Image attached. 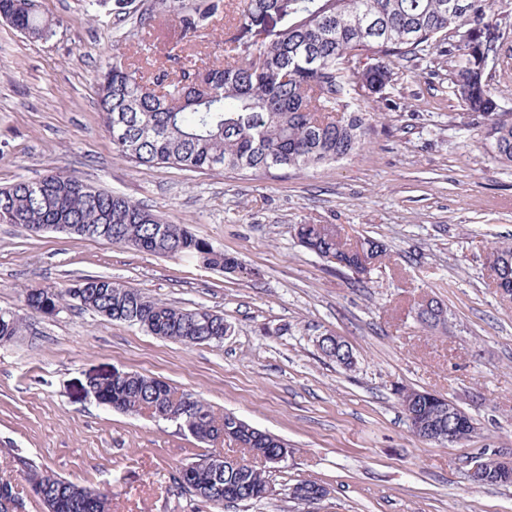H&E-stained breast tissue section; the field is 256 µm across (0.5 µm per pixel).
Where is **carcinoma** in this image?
Here are the masks:
<instances>
[{
    "mask_svg": "<svg viewBox=\"0 0 512 512\" xmlns=\"http://www.w3.org/2000/svg\"><path fill=\"white\" fill-rule=\"evenodd\" d=\"M177 19L182 37L208 29L237 12L228 28L224 55L197 59L171 48L161 62L147 57L117 59L97 75L99 109L116 151L143 166L171 165L192 172L217 169L246 173L310 169L363 150L373 131L368 113L348 101L352 85L380 94L392 81L397 58L437 53L447 58L456 96L487 121L495 157L512 164V122L502 118L487 72L499 39L494 0H158ZM0 20L32 39L53 35L38 0H0ZM373 65L361 67L362 59ZM43 189L20 180L0 188V223L35 232L70 224L75 237L100 225L112 242L139 252L180 256L234 274L239 259L186 228L168 224L140 203L108 192L66 171L41 179ZM301 246L336 256L337 269H365L381 261L386 247L373 237L361 248L343 240L334 224H296ZM489 267L504 297H512V245L493 248ZM32 314L52 315L76 303L113 321L137 325L185 345L221 340L229 330L224 315L207 307L183 309L102 276L71 286L31 285L22 291ZM27 321L0 310V343L26 332ZM113 409L164 418L176 408L177 391L154 377L130 373L105 387ZM429 422L448 433V417L430 402L421 405ZM199 440L228 435L239 448L267 457L281 447L231 412L218 414L201 400L180 419ZM27 483L51 479L40 499L45 512H110L106 495L74 484L18 458ZM182 489L213 504L253 503L250 482L268 483L250 471L186 474Z\"/></svg>",
    "mask_w": 512,
    "mask_h": 512,
    "instance_id": "1",
    "label": "carcinoma"
}]
</instances>
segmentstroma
<instances>
[{"mask_svg": "<svg viewBox=\"0 0 512 512\" xmlns=\"http://www.w3.org/2000/svg\"><path fill=\"white\" fill-rule=\"evenodd\" d=\"M39 0L46 40L0 22V188L63 170L156 211L239 258L226 277L196 261L104 240L29 234L0 224V309L29 329L0 345V481L25 512H44L17 460L27 457L109 495L112 512H220L181 492V467L237 449L204 444L173 422L101 404L92 382L114 371L167 381L287 443L265 464L273 493L221 512H512V485L470 484L475 460L512 457V300L486 257L512 244V166L494 160L483 121L454 93L436 54L393 63L383 93L357 89L377 113L357 155L309 170L205 173L120 157L97 107V71L116 56L162 58L181 37L155 0ZM490 84L512 113V0H497ZM297 224H334L346 241L381 239L369 274L339 272L301 247ZM106 276L145 295L223 313L224 339L187 346L74 307L30 314L21 290ZM433 297L446 325L420 324ZM351 345L353 369L324 358L322 335ZM447 396L476 424L466 445L415 437L398 388ZM326 486L315 507L303 480Z\"/></svg>", "mask_w": 512, "mask_h": 512, "instance_id": "35a3bbf8", "label": "stroma"}]
</instances>
